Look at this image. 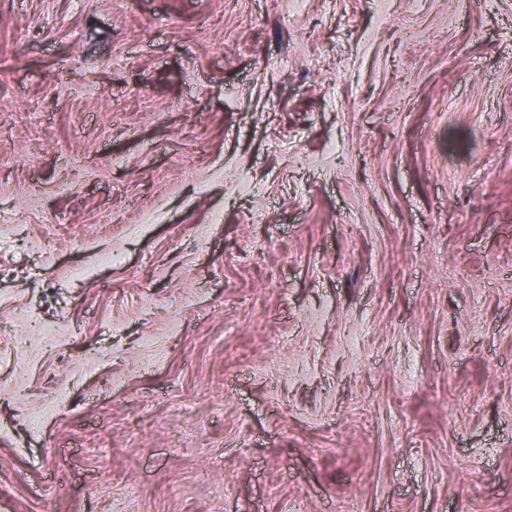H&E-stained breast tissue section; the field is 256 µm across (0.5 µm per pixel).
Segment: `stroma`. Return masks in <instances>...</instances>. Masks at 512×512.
Segmentation results:
<instances>
[{"mask_svg": "<svg viewBox=\"0 0 512 512\" xmlns=\"http://www.w3.org/2000/svg\"><path fill=\"white\" fill-rule=\"evenodd\" d=\"M0 512H512V0H0Z\"/></svg>", "mask_w": 512, "mask_h": 512, "instance_id": "35a3bbf8", "label": "stroma"}]
</instances>
